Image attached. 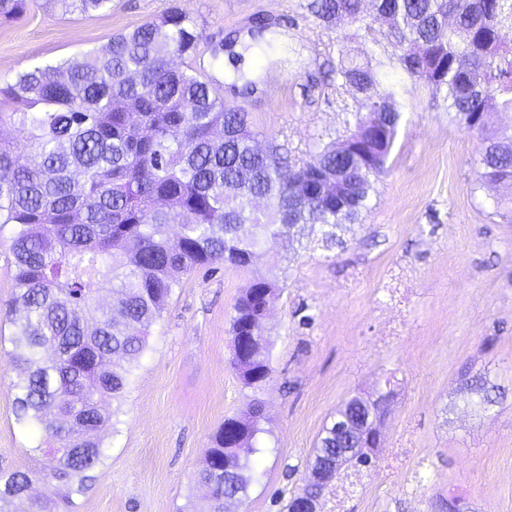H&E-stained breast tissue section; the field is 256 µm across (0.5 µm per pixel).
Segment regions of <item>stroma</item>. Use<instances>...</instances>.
Wrapping results in <instances>:
<instances>
[{
    "label": "stroma",
    "mask_w": 512,
    "mask_h": 512,
    "mask_svg": "<svg viewBox=\"0 0 512 512\" xmlns=\"http://www.w3.org/2000/svg\"><path fill=\"white\" fill-rule=\"evenodd\" d=\"M309 0H113L108 12L61 14L50 0H27L0 22V83L33 65L83 57L113 35L177 8L203 33L197 51L176 57L213 93L248 112L257 144L276 143L293 161L340 141L358 100L324 74L340 57L381 60L378 89L399 90L403 120L387 171L367 211L323 249L318 228L293 239L264 236L248 269L185 275L119 406L116 431L102 435L105 464L71 512H181L194 491L203 450L225 417L261 402L263 431L244 454L256 463L231 512H286L326 425L354 392L391 391L381 444L347 504L348 512H512V217L496 208L505 185L477 187L479 138L452 121L445 104L411 85L393 58L385 24L349 37L324 27ZM288 37L287 52L258 57L261 78L241 96L224 80L225 62L258 20ZM10 229L0 228V477L36 465V434L15 419L16 372L8 353L15 296ZM281 292L263 323L271 375L243 387L231 368L229 320L251 282ZM489 370L508 391L481 409L465 373ZM391 448L406 449L382 482Z\"/></svg>",
    "instance_id": "35a3bbf8"
}]
</instances>
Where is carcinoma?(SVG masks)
I'll list each match as a JSON object with an SVG mask.
<instances>
[{"mask_svg":"<svg viewBox=\"0 0 512 512\" xmlns=\"http://www.w3.org/2000/svg\"><path fill=\"white\" fill-rule=\"evenodd\" d=\"M64 13L98 12L112 0H52ZM25 0H0V21L23 12ZM328 27L345 20L368 31L362 0H310ZM373 21L397 37V61L413 85L448 103L453 120L481 142L476 181L512 183V135L492 116L512 111V44L501 27L512 22V0H375ZM202 32L173 9L119 34L93 61L71 58L34 66L0 85V224L11 225L14 311L11 361L18 374L16 420L40 435V470H18L0 481V512L15 502L28 512H61L83 495L106 453L100 433L117 412L100 406L122 399L149 328L161 320L180 278L201 267H249L261 235L283 236L297 224L319 225L322 242L368 208L385 172L403 119L398 91L373 94L371 61L341 58L336 83L359 95L347 135L296 165L273 146L255 148L249 113L214 96L209 83L171 64L195 52ZM30 149L21 163L17 143ZM337 174L342 195L322 188ZM179 228L175 238L165 227ZM112 301H101L102 292ZM278 281L252 282L230 319V364L242 385L257 389L271 375L268 340H242L246 323L266 318ZM464 388L489 406L499 386L483 370ZM261 404L227 417L194 475L200 492L184 512H226L247 493L256 463L241 457L263 432ZM353 434L324 429L314 458L332 457ZM44 474L55 498H31ZM308 477L288 500L309 495L317 512L322 492Z\"/></svg>","mask_w":512,"mask_h":512,"instance_id":"1","label":"carcinoma"}]
</instances>
